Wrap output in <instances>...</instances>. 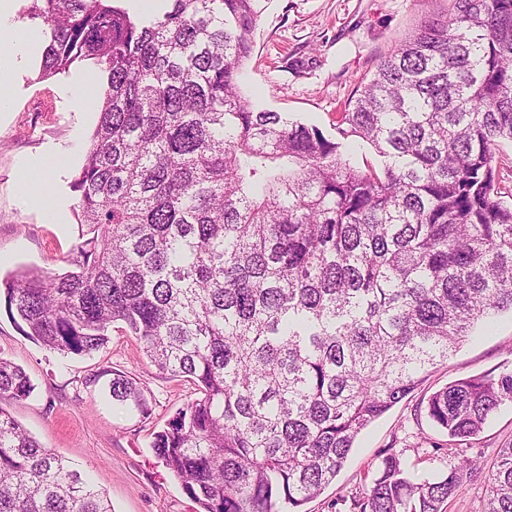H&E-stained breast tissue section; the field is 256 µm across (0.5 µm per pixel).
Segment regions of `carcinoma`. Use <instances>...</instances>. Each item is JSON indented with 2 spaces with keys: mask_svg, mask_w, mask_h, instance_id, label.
Listing matches in <instances>:
<instances>
[{
  "mask_svg": "<svg viewBox=\"0 0 512 512\" xmlns=\"http://www.w3.org/2000/svg\"><path fill=\"white\" fill-rule=\"evenodd\" d=\"M33 0L49 29L40 77L91 60L99 118L72 182L74 270L0 282L10 318L63 355L105 348L115 322L161 374L201 396L151 447L202 512H303L357 437L512 312V203L495 151L512 142V0H451L378 66L327 137L239 92L254 0ZM355 138L376 163L344 155ZM34 386L0 357V402ZM112 400L145 399L114 370ZM512 403V372L432 393L449 441ZM476 461L412 479L385 451L352 512H446ZM484 512H512V444ZM0 512H112L102 491L0 407Z\"/></svg>",
  "mask_w": 512,
  "mask_h": 512,
  "instance_id": "cac0c4a2",
  "label": "carcinoma"
}]
</instances>
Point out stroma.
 Segmentation results:
<instances>
[{"mask_svg": "<svg viewBox=\"0 0 512 512\" xmlns=\"http://www.w3.org/2000/svg\"><path fill=\"white\" fill-rule=\"evenodd\" d=\"M32 0H12L5 25L24 37L11 74L13 105L0 112V278L23 268L68 269L80 243L77 199L71 182L83 164L98 121L85 61L44 78L41 57L48 29L32 21ZM450 0H254L252 51L242 66V96L260 110L281 112L333 134L338 112L373 77L379 63L429 16H447ZM89 106H79L76 87ZM53 169L58 224L45 223L36 205L21 202L20 165ZM0 357L20 365L34 390L5 408L44 447L64 455L103 489L112 512H199L151 442L174 412L197 398L195 386L159 373L136 337L114 324L105 349L60 355L26 336L0 305ZM132 377L150 412L141 415L112 401L109 370ZM512 370V314L478 325L472 337L405 400L356 440L332 484L306 512H349L351 497L373 473L386 448L402 450L407 471L425 479L443 470L446 434L414 413L435 391L469 376ZM512 443V404L483 432L462 442L464 453L492 461Z\"/></svg>", "mask_w": 512, "mask_h": 512, "instance_id": "stroma-1", "label": "stroma"}]
</instances>
